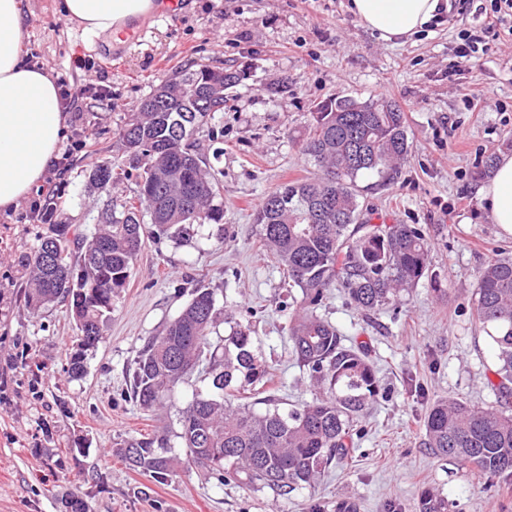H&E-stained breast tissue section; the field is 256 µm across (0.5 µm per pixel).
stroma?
Returning <instances> with one entry per match:
<instances>
[{"label": "stroma", "mask_w": 512, "mask_h": 512, "mask_svg": "<svg viewBox=\"0 0 512 512\" xmlns=\"http://www.w3.org/2000/svg\"><path fill=\"white\" fill-rule=\"evenodd\" d=\"M179 15L149 23L121 57L112 37L67 21L58 0H24L29 37L23 53L78 83L112 88L66 130L85 141L73 154L58 191L41 185L31 199L0 210V512H65L71 493L87 512H336L354 500L358 512H416L422 489L448 499L450 512H512V482L484 492L469 465L423 445L422 422L440 397L479 407L494 404L487 385L494 349L472 316V291L482 268L512 255V235L492 224L475 189L481 160L512 136V37L483 33L482 0L444 15L406 42L381 40L347 11V0H187ZM490 46L480 66L448 68L462 31ZM94 61L91 70L77 61ZM206 64L245 72L224 105V137L200 146L221 184L224 221L204 225L187 241L148 234L112 321L74 379L65 369L77 331L65 305L31 312L15 263L37 250L48 225L26 219L32 200L56 206V221L91 233L107 199L124 201L134 183L91 190L92 162L116 156L132 105L162 80ZM291 92L270 98L281 77ZM386 97L402 108L411 153L391 188L368 196L376 217L421 224L429 233L428 280L403 293L397 307L366 316L332 292L318 313L365 346L385 389L363 418L365 436L343 465L315 486L285 496L219 484L187 461L162 483L118 455L125 442L166 433L180 453L178 410L206 383L191 376L171 404L141 411L126 402L128 369L146 338L157 335L197 288L213 290L220 312L212 333L223 343L234 323L250 325L256 348L274 369L283 408L312 400L288 342V284L262 247L253 213L265 195L316 168L300 148L314 104L332 96ZM480 96L478 107L470 99Z\"/></svg>", "instance_id": "35a3bbf8"}]
</instances>
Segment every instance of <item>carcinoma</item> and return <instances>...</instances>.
<instances>
[{
    "label": "carcinoma",
    "instance_id": "carcinoma-1",
    "mask_svg": "<svg viewBox=\"0 0 512 512\" xmlns=\"http://www.w3.org/2000/svg\"><path fill=\"white\" fill-rule=\"evenodd\" d=\"M222 75L231 91L245 73L220 67L187 68L177 74L192 81L203 72ZM140 103L149 112H130L120 131L124 159L110 166L93 163L90 189L133 181L138 203H109L102 229L92 236L72 224L51 226L53 241L41 239L38 250L18 258L31 286L26 305L37 311L49 304L67 305L82 346L67 358V371L78 377L85 355L96 347L111 318L112 301L130 277L141 249L144 218L158 236L188 240L195 227L224 220L216 203L220 183L210 172L198 143L188 141L183 125L205 126L214 141L224 137L215 123L224 102L212 105L202 93L193 101L163 97L155 88ZM313 127L302 145L317 167L315 177L290 182L268 193L255 213L265 247L283 266L288 287L298 290L289 315L288 340L297 367L319 389L299 407L283 410L278 399H260L259 412L236 398L265 385L271 367L259 357L251 328L237 323L224 339V353L212 343L216 323L213 292L197 288L179 316L157 336L147 338L130 373L129 398L151 411L171 399L174 388L198 373L213 394L197 395L180 411L178 438L188 460L218 483L249 489L269 488L282 495L312 486L321 474L343 464L354 451L358 417L379 394L377 370L361 345L346 337L317 309L333 290L363 312L396 303L421 279L440 287L430 268L429 242L421 224H373L361 200L397 183L411 145L404 113L393 101L337 96L315 105ZM56 261L47 270L39 260L45 246ZM473 316L491 339L496 361L490 383L504 401L501 408L475 407L463 400H437L425 416L424 445L433 454L469 464L490 490L512 478V258L490 261L479 273ZM133 468L160 482L170 477L174 458L164 436L141 438L118 449ZM418 512H448V499L426 488Z\"/></svg>",
    "mask_w": 512,
    "mask_h": 512
}]
</instances>
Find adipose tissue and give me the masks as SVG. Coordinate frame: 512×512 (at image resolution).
<instances>
[{
    "label": "adipose tissue",
    "mask_w": 512,
    "mask_h": 512,
    "mask_svg": "<svg viewBox=\"0 0 512 512\" xmlns=\"http://www.w3.org/2000/svg\"><path fill=\"white\" fill-rule=\"evenodd\" d=\"M150 0H62L60 9L84 30L104 33L146 11ZM446 0H348L347 9L385 41L414 37L438 19ZM22 0H0V210L16 206L42 180L61 142L64 114L44 69L28 64ZM491 223L512 235V154L501 155L476 189Z\"/></svg>",
    "instance_id": "1"
}]
</instances>
